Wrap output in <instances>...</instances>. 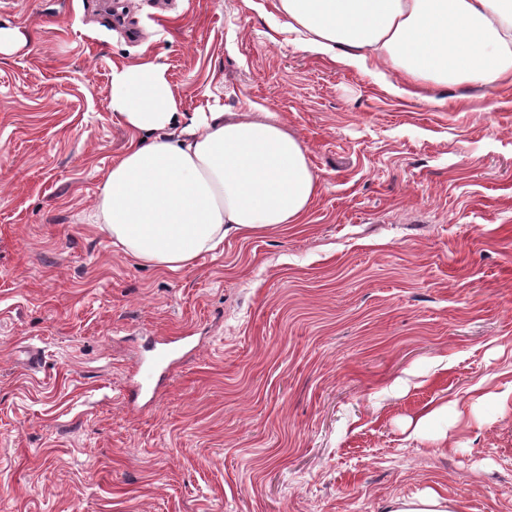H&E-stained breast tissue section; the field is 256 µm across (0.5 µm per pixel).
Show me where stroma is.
Listing matches in <instances>:
<instances>
[{
    "instance_id": "stroma-1",
    "label": "stroma",
    "mask_w": 512,
    "mask_h": 512,
    "mask_svg": "<svg viewBox=\"0 0 512 512\" xmlns=\"http://www.w3.org/2000/svg\"><path fill=\"white\" fill-rule=\"evenodd\" d=\"M273 4L0 0L27 36L0 53V512H512V82L413 96ZM143 58L180 111L279 115L319 177L304 223L177 273L113 246L111 74ZM441 404L464 417L415 431ZM388 512H455L453 504L434 491H423L405 499H397Z\"/></svg>"
}]
</instances>
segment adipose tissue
Returning <instances> with one entry per match:
<instances>
[{
    "label": "adipose tissue",
    "mask_w": 512,
    "mask_h": 512,
    "mask_svg": "<svg viewBox=\"0 0 512 512\" xmlns=\"http://www.w3.org/2000/svg\"><path fill=\"white\" fill-rule=\"evenodd\" d=\"M276 9L304 49L374 60L414 85L512 79V0H277ZM110 108L133 138L103 181L96 220L124 253L177 272L228 235L303 223L319 178L276 113L181 112L153 60L113 67Z\"/></svg>",
    "instance_id": "adipose-tissue-1"
}]
</instances>
